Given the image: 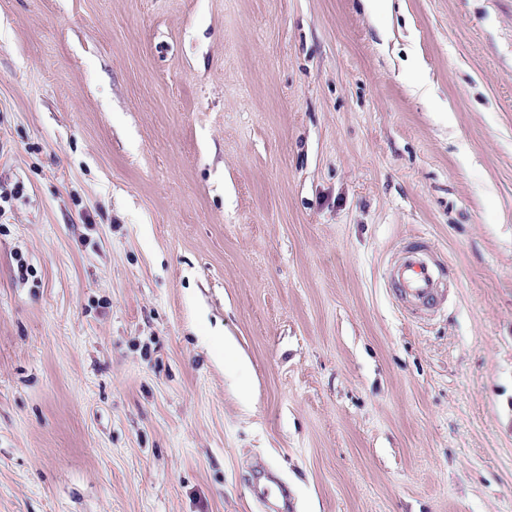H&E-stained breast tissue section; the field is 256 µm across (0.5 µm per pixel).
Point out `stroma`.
Listing matches in <instances>:
<instances>
[{
	"label": "stroma",
	"instance_id": "obj_1",
	"mask_svg": "<svg viewBox=\"0 0 512 512\" xmlns=\"http://www.w3.org/2000/svg\"><path fill=\"white\" fill-rule=\"evenodd\" d=\"M283 486L512 512V0H0V512ZM389 278L397 287L400 298L421 315L432 311L445 285L443 268L431 258L426 246L420 244L400 250L390 268Z\"/></svg>",
	"mask_w": 512,
	"mask_h": 512
}]
</instances>
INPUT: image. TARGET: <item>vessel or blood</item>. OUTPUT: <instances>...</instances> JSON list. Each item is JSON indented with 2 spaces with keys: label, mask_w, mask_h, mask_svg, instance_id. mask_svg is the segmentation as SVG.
Masks as SVG:
<instances>
[{
  "label": "vessel or blood",
  "mask_w": 512,
  "mask_h": 512,
  "mask_svg": "<svg viewBox=\"0 0 512 512\" xmlns=\"http://www.w3.org/2000/svg\"><path fill=\"white\" fill-rule=\"evenodd\" d=\"M389 278L400 298L421 315L432 311L444 287L441 265L431 258L426 246L420 244L400 250L389 271Z\"/></svg>",
  "instance_id": "1"
}]
</instances>
